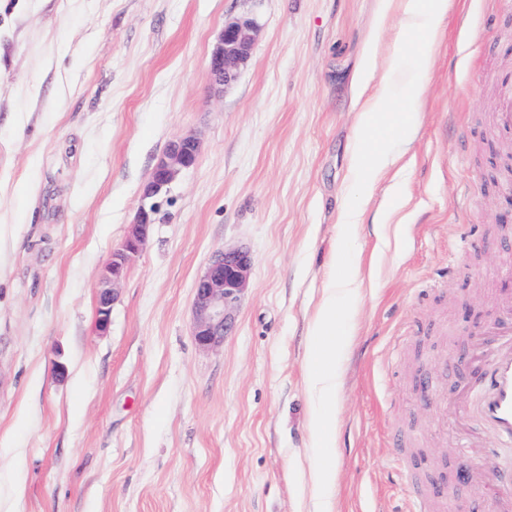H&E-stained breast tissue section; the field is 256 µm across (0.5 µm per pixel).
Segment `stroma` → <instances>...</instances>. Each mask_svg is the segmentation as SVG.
<instances>
[{
	"instance_id": "stroma-1",
	"label": "stroma",
	"mask_w": 512,
	"mask_h": 512,
	"mask_svg": "<svg viewBox=\"0 0 512 512\" xmlns=\"http://www.w3.org/2000/svg\"><path fill=\"white\" fill-rule=\"evenodd\" d=\"M229 17L256 19L224 91L207 66ZM398 0H0V512H401L402 480L448 482L444 512H496L512 447L462 416L484 381L465 327L512 301V165L491 130L512 0H448L408 167L364 187L359 112L420 34ZM196 134L145 249L96 329L101 276L156 158ZM475 187L466 213L461 184ZM409 202L401 227L377 212ZM366 221L344 229L346 208ZM252 269L234 332L199 349L194 282L214 251ZM352 262L331 450L312 494L308 327ZM64 375H57V366ZM435 379L446 406L415 398ZM428 471H398L397 432ZM470 479L449 482L456 462Z\"/></svg>"
}]
</instances>
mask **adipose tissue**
I'll return each instance as SVG.
<instances>
[{
    "label": "adipose tissue",
    "mask_w": 512,
    "mask_h": 512,
    "mask_svg": "<svg viewBox=\"0 0 512 512\" xmlns=\"http://www.w3.org/2000/svg\"><path fill=\"white\" fill-rule=\"evenodd\" d=\"M404 27L425 35L426 46L421 50L419 70H426L430 50L442 29L448 13V0H401ZM390 107L388 85H381L368 97L361 116L363 128L374 130L367 147L359 149L355 167L365 184H372L386 177L391 165L402 161L404 152L388 153L384 147L386 138L376 129L384 110ZM353 281L347 268H340L331 276L325 296L313 318L309 336L308 374L311 390L318 403L316 412L309 419L310 437L314 447H329L332 441V425L336 417V394L339 377L336 373V343L340 337L336 322L343 308L336 300V291L349 288Z\"/></svg>",
    "instance_id": "obj_1"
}]
</instances>
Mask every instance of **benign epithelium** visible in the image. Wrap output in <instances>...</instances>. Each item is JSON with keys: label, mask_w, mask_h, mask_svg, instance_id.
Returning <instances> with one entry per match:
<instances>
[{"label": "benign epithelium", "mask_w": 512, "mask_h": 512, "mask_svg": "<svg viewBox=\"0 0 512 512\" xmlns=\"http://www.w3.org/2000/svg\"><path fill=\"white\" fill-rule=\"evenodd\" d=\"M257 29L251 18L230 17L211 52L208 64L210 85L223 89L234 83L241 67L250 59ZM202 151L201 139L187 133L170 141L156 159L144 185L142 204L129 225L122 243L112 251L105 267L97 302L96 327L108 331L115 289L126 276L133 259L146 246L155 224L158 199L166 195L178 175L193 168ZM252 266L250 254L239 247H224L212 254L207 267L194 284L195 320L193 336L202 350H212L224 342L235 326L234 311L246 289Z\"/></svg>", "instance_id": "obj_1"}]
</instances>
